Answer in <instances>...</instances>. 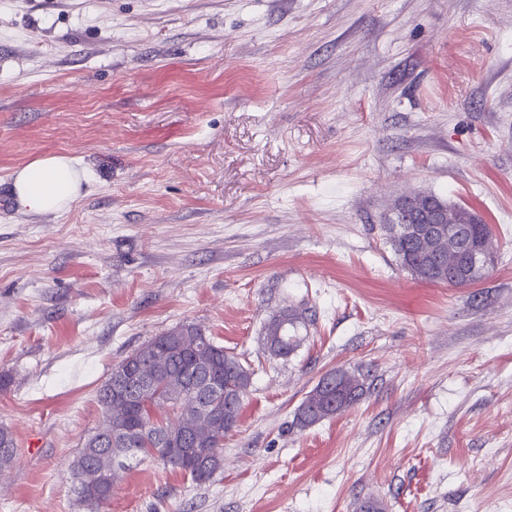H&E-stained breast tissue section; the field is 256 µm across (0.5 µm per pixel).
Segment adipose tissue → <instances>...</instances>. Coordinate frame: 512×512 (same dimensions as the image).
I'll use <instances>...</instances> for the list:
<instances>
[{"mask_svg":"<svg viewBox=\"0 0 512 512\" xmlns=\"http://www.w3.org/2000/svg\"><path fill=\"white\" fill-rule=\"evenodd\" d=\"M80 185L74 159L54 154L35 158L18 170L12 192L25 212L40 215L68 209L78 200Z\"/></svg>","mask_w":512,"mask_h":512,"instance_id":"ef3b65f1","label":"adipose tissue"}]
</instances>
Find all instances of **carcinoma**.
<instances>
[{
	"mask_svg": "<svg viewBox=\"0 0 512 512\" xmlns=\"http://www.w3.org/2000/svg\"><path fill=\"white\" fill-rule=\"evenodd\" d=\"M469 250L482 248L493 239L485 223L467 224ZM442 249L448 261L460 270L452 282L425 269V252L400 244L393 247L401 266L418 280L429 284L452 283L468 286L477 281L481 268L464 261L463 251L448 237L430 244ZM297 318L283 312L266 328V347L274 357L286 358L297 347L299 338L288 335ZM134 365L152 377L153 392L135 401L112 399L109 376L98 390L102 421L88 435L72 465L73 491L87 506L97 505L112 495V489L100 485L102 475H116V469L147 459L181 471L195 485L210 482L221 470L215 460L224 448V437L239 423L242 402L250 385L252 372L232 351H227L194 324H183L153 338L117 363L112 372ZM214 374L221 390L201 386L197 369ZM329 382L319 380L305 396L295 413L296 424L309 427L358 403L365 395L363 380L338 368L325 374ZM167 406L177 417L180 431L168 434L169 425L156 420L155 409ZM13 433L0 427V469L8 468L16 458Z\"/></svg>",
	"mask_w": 512,
	"mask_h": 512,
	"instance_id": "carcinoma-1",
	"label": "carcinoma"
}]
</instances>
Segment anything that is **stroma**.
I'll return each mask as SVG.
<instances>
[{
  "label": "stroma",
  "instance_id": "obj_1",
  "mask_svg": "<svg viewBox=\"0 0 512 512\" xmlns=\"http://www.w3.org/2000/svg\"><path fill=\"white\" fill-rule=\"evenodd\" d=\"M53 154L81 197L24 213ZM411 192L490 225L475 283L401 267ZM185 323L254 371L224 466L131 465L92 512H512V0H0V512H91L97 391ZM337 368L366 396L294 427ZM80 185L74 159L54 154L35 158L18 170L11 191L25 212L40 215L68 209L78 200ZM284 311L273 319L266 328V347L274 357L288 358L298 345V336H288V325L293 329L296 326L298 317Z\"/></svg>",
  "mask_w": 512,
  "mask_h": 512
}]
</instances>
